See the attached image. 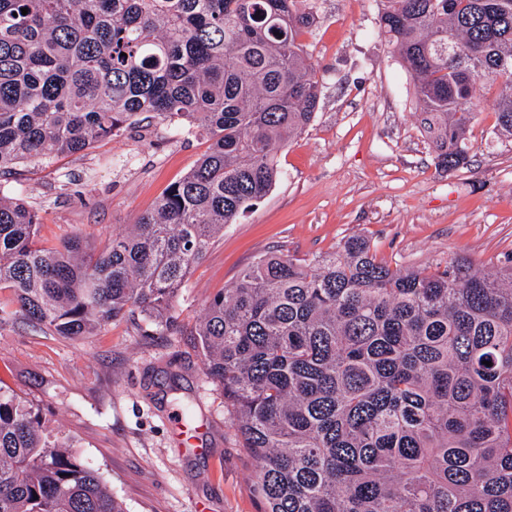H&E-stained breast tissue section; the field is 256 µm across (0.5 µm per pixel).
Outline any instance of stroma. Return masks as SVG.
<instances>
[{
    "instance_id": "1",
    "label": "stroma",
    "mask_w": 512,
    "mask_h": 512,
    "mask_svg": "<svg viewBox=\"0 0 512 512\" xmlns=\"http://www.w3.org/2000/svg\"><path fill=\"white\" fill-rule=\"evenodd\" d=\"M303 43L322 94L300 136L277 148L281 177L193 267L176 304L185 330L140 335L113 322L79 339L0 325V387L39 411L53 434L101 475L124 512H258L255 469L205 374L188 329L206 303L262 255L297 259L367 238L391 267L423 268L453 256L492 269L512 253V138L494 133V91L478 80L471 162L437 169L420 126L413 82L379 30L377 0H317ZM201 133L147 119L83 153L31 159L0 176L40 217L54 247L71 231L101 251L151 210L207 151ZM204 426L194 452L178 450L173 419Z\"/></svg>"
}]
</instances>
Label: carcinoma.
<instances>
[{
	"mask_svg": "<svg viewBox=\"0 0 512 512\" xmlns=\"http://www.w3.org/2000/svg\"><path fill=\"white\" fill-rule=\"evenodd\" d=\"M378 2L436 166L469 163L479 79L495 87L494 134L512 137V0ZM315 23L313 0H0V174L81 153L144 114L209 140L98 253L78 233L37 247L38 212L0 190V288L32 326L180 331L191 268L276 184L274 147L314 120L321 83L303 37ZM191 335L256 463L259 512H512V257L394 269L360 237L311 259L272 252ZM0 512L124 510L0 391Z\"/></svg>",
	"mask_w": 512,
	"mask_h": 512,
	"instance_id": "cac0c4a2",
	"label": "carcinoma"
}]
</instances>
